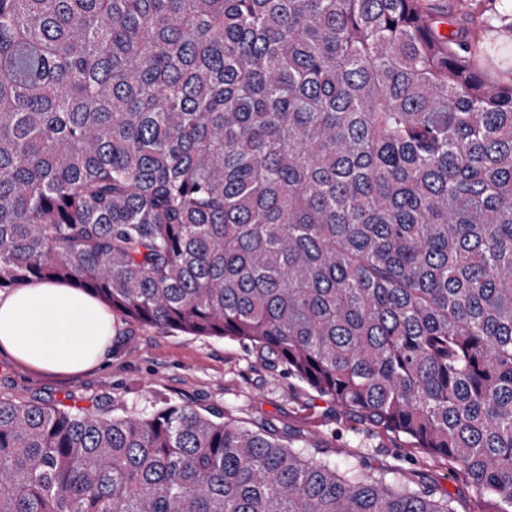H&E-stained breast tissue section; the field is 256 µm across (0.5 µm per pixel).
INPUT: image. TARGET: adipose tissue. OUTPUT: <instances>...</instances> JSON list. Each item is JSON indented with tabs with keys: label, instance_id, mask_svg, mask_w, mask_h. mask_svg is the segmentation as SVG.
<instances>
[{
	"label": "adipose tissue",
	"instance_id": "ef3b65f1",
	"mask_svg": "<svg viewBox=\"0 0 512 512\" xmlns=\"http://www.w3.org/2000/svg\"><path fill=\"white\" fill-rule=\"evenodd\" d=\"M112 327L102 301L66 283L34 281L0 292V352L39 372L76 375L99 366Z\"/></svg>",
	"mask_w": 512,
	"mask_h": 512
}]
</instances>
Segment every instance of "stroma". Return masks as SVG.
<instances>
[{"mask_svg":"<svg viewBox=\"0 0 512 512\" xmlns=\"http://www.w3.org/2000/svg\"><path fill=\"white\" fill-rule=\"evenodd\" d=\"M484 37L492 42V67L512 68V0H495ZM115 334L104 362L75 377L37 374L0 353V398L17 403L99 406L115 414L151 410L157 398L214 412L227 420H267L279 430L310 437L337 460L357 458L370 470L399 467L456 512H498L479 495L454 461L431 457L404 434L373 426L294 378L269 369L238 342L200 337L114 318Z\"/></svg>","mask_w":512,"mask_h":512,"instance_id":"1","label":"stroma"}]
</instances>
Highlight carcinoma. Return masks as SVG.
Returning <instances> with one entry per match:
<instances>
[{"instance_id": "obj_1", "label": "carcinoma", "mask_w": 512, "mask_h": 512, "mask_svg": "<svg viewBox=\"0 0 512 512\" xmlns=\"http://www.w3.org/2000/svg\"><path fill=\"white\" fill-rule=\"evenodd\" d=\"M0 0V290L250 346L512 512V69L485 3ZM268 424L0 399V512H455Z\"/></svg>"}]
</instances>
